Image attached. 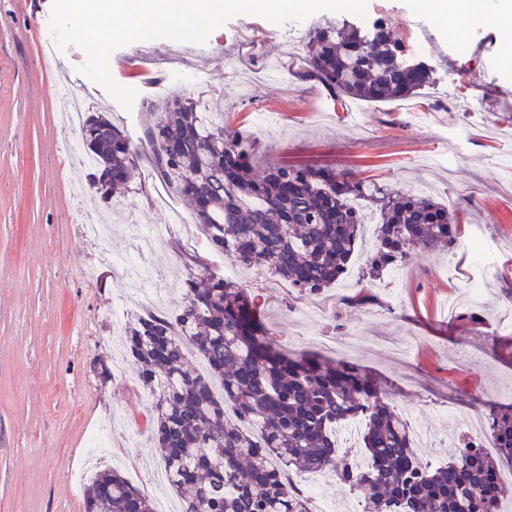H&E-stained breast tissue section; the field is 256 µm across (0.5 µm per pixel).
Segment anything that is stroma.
Segmentation results:
<instances>
[{
    "mask_svg": "<svg viewBox=\"0 0 512 512\" xmlns=\"http://www.w3.org/2000/svg\"><path fill=\"white\" fill-rule=\"evenodd\" d=\"M52 2L0 0V512H83L85 482L105 465L143 489L156 512H180L148 428L152 394L134 366L106 380L93 369L115 350L114 299L141 311L140 278L114 265L129 256L157 276L158 306L178 300L192 256L197 272L261 284V320L290 352L317 351L320 338L356 337L350 362L374 374L427 431L422 454L432 462L470 434L472 414L512 404V323L504 319L512 308V193L503 189L512 180V78L504 75L512 45L495 26L471 29L465 57L456 30L432 19L429 0L417 10L409 0H369L365 17L350 22L430 31L429 45L407 52L432 69L434 83L409 99L351 104L301 78L304 52L289 41L339 13L284 27L240 15L203 44L152 41L149 79L132 68V46L117 49L111 74L138 92L128 112L79 73V47L48 51ZM229 61L253 83L227 77ZM197 82L227 126L255 137L257 167L331 165L394 191L428 192L454 210L459 246L443 256L414 251L371 285L377 302L360 309L341 302L357 291L353 277L305 296L240 266L224 269L185 202L177 207L187 223H169L159 199L176 193L156 177L142 143L153 121L148 104ZM75 97L140 146L104 244L86 233L96 212L91 192L74 193L81 131L60 116ZM140 225L162 233L140 238Z\"/></svg>",
    "mask_w": 512,
    "mask_h": 512,
    "instance_id": "35a3bbf8",
    "label": "stroma"
}]
</instances>
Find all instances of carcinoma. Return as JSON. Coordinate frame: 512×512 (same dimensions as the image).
I'll list each match as a JSON object with an SVG mask.
<instances>
[{"label":"carcinoma","mask_w":512,"mask_h":512,"mask_svg":"<svg viewBox=\"0 0 512 512\" xmlns=\"http://www.w3.org/2000/svg\"><path fill=\"white\" fill-rule=\"evenodd\" d=\"M401 53L379 23L319 26L305 76L341 101L403 100L432 81L427 67ZM153 109L145 140L154 170L192 206L207 245L302 294L320 293L347 272L363 228L352 197L378 211L364 280L415 249L459 245L455 214L429 194H397L329 167L276 164L257 175L255 139L222 118L206 121L198 101L176 94ZM82 140L94 160L89 185L110 207L127 185L137 148L98 112L83 121ZM185 270L181 302L128 319L122 335L138 381L154 396L149 428L181 512H312L283 478L298 469L334 473L361 512H499L494 473L512 469V405H489L485 439L462 442L432 466L371 374L350 362L290 356L259 318L260 293L214 275L200 279L189 263ZM190 352L207 373L184 367ZM353 419L364 427V467L336 444V426ZM487 444L495 451H484ZM83 509L155 512L144 491L110 468L85 488Z\"/></svg>","instance_id":"cac0c4a2"}]
</instances>
